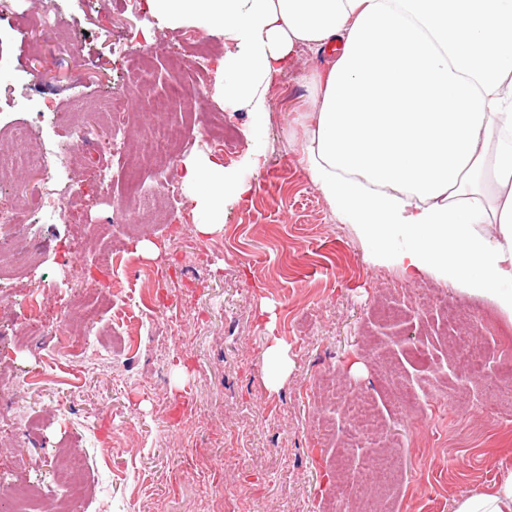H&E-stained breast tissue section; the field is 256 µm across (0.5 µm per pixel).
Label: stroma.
Returning <instances> with one entry per match:
<instances>
[{"label":"stroma","instance_id":"1","mask_svg":"<svg viewBox=\"0 0 512 512\" xmlns=\"http://www.w3.org/2000/svg\"><path fill=\"white\" fill-rule=\"evenodd\" d=\"M63 18L49 30L38 0H0V122L33 127L60 143L84 116L98 112L139 73L157 95L184 111L191 145L179 151L175 178L189 162L219 158L206 134L232 127L242 167L252 145L251 117L226 116L217 90L219 32L208 33L205 71H174V53L198 59L193 27L167 25L147 0H55ZM142 30L159 54L141 64L125 39ZM328 54L304 51L272 85L268 161L251 191L226 204L222 228L195 234L193 201L174 203V221L147 212L112 221L98 176L124 195L128 167L142 149L152 110L132 103L141 122L105 129L112 152L81 147L74 177L62 190L80 223H47L19 201L26 172L0 185V215L23 221L41 246L37 263L14 269L0 298V488L34 484L47 502L66 499L65 455H81L86 484L77 512H338L341 489L363 475L375 455L399 457L402 481L386 495L389 512H452L460 497L487 491L512 469V404L491 415V398L473 382L444 333L480 344L485 374L498 381L512 346V319L488 300L446 289L470 310L471 326L415 305L423 276L404 279L367 255L351 225L338 223L300 162L313 110L302 74L321 72ZM290 86L283 101L281 86ZM54 104L40 120L37 106ZM103 241L121 256L107 280L123 295L97 298V325L76 308L99 275L92 256ZM157 254L137 252L139 242ZM46 283L35 291V283ZM46 322L69 317L87 350L53 356L26 340L27 306ZM280 344L282 364L266 355ZM31 372L14 403L15 373ZM368 397L383 436L347 444L348 401ZM34 419L25 437L18 417Z\"/></svg>","mask_w":512,"mask_h":512}]
</instances>
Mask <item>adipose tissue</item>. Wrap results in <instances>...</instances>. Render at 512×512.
<instances>
[{
	"instance_id": "adipose-tissue-1",
	"label": "adipose tissue",
	"mask_w": 512,
	"mask_h": 512,
	"mask_svg": "<svg viewBox=\"0 0 512 512\" xmlns=\"http://www.w3.org/2000/svg\"><path fill=\"white\" fill-rule=\"evenodd\" d=\"M148 3L171 24L220 32L224 109L252 119L244 169L186 166L196 233L223 223L225 202L265 165L271 85L299 48L335 45L300 161L337 222L404 276H433L512 319V0ZM489 191L491 210L471 203ZM453 512H512V470Z\"/></svg>"
}]
</instances>
